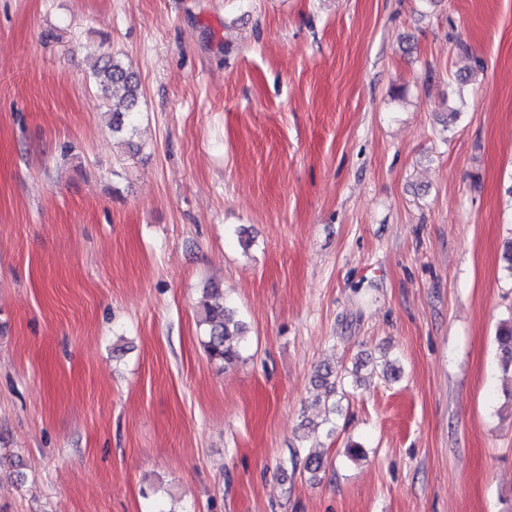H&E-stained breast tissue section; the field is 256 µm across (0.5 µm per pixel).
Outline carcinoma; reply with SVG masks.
<instances>
[{"instance_id":"cac0c4a2","label":"carcinoma","mask_w":512,"mask_h":512,"mask_svg":"<svg viewBox=\"0 0 512 512\" xmlns=\"http://www.w3.org/2000/svg\"><path fill=\"white\" fill-rule=\"evenodd\" d=\"M93 75L106 99L118 103L112 107V129L120 132L133 127L137 119L138 82L112 54L96 60ZM201 323L206 326L204 345L210 359L224 366L242 359L245 327L236 319L235 310L224 298V290L217 285L212 284L205 290ZM497 340L503 366L508 367L512 365V325L502 328Z\"/></svg>"}]
</instances>
